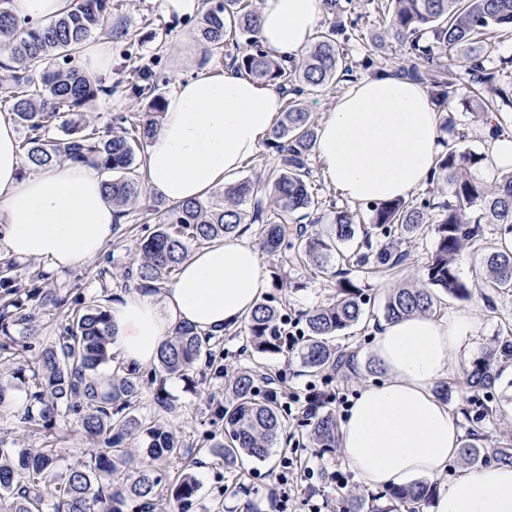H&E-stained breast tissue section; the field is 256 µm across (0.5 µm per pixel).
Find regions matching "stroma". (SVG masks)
<instances>
[{"mask_svg":"<svg viewBox=\"0 0 512 512\" xmlns=\"http://www.w3.org/2000/svg\"><path fill=\"white\" fill-rule=\"evenodd\" d=\"M117 7L112 12V23L135 31V40L112 38L108 46L112 55V69L108 74L114 88L112 95L99 97L88 106L100 130L113 128L116 115H144L146 100L130 89L125 82L122 68L127 62H135L151 70L164 93H171L175 83L192 77L200 67L201 49L194 38L201 11L177 13L168 10L165 0H115ZM342 6L359 17L360 24L346 50L350 60L357 64V78L368 77L369 71L362 66L365 58H373L378 70H391L392 63L387 51L371 52L369 41L382 25L381 0H340ZM438 118L448 119L450 128L445 132L446 140H462L464 147L481 153H488L492 137L488 127L474 122L471 113L458 102L450 101L436 110ZM123 230L113 236L104 254L85 262L72 270L55 271L51 282L61 284L62 293L67 297L82 295L98 300L103 306H111L121 293L115 278L120 275L131 257L134 235L143 233L152 221L147 211L135 208L122 220ZM432 248L431 237L416 241L411 257L404 265L396 268L392 275L370 278L365 286L371 297L370 314L367 320L345 335L336 339L337 344L358 353L360 379L345 381L339 378L326 380L312 378L303 372L297 358L271 355L255 359L246 350L244 334L234 333L224 338V372L232 374L239 368L261 361L268 376L274 378L284 392H303L309 384L335 393L347 399H354L361 387L380 381V374L374 373V358L371 354L374 328L383 322V307L387 295L393 288L402 285L419 286L423 283L422 266ZM107 271L109 279L100 282L99 271ZM288 312L298 317L300 312L329 302L336 293L334 282L314 275L306 270H292L288 273ZM457 313L476 314L478 321L464 340V348L457 367L446 379L449 387L447 405L450 413L458 420L463 437L478 434L502 447L512 446V420L500 414V407L512 402V362L502 361L498 379L489 391L480 393V402L496 407L493 417L479 419L477 404L466 402L468 393L467 374L474 357L486 348L504 341L512 342V292L482 289L468 299L444 297L437 315L448 318ZM166 388L178 401L181 409L169 415L168 420L179 431L187 444L196 449L203 464L197 468L200 488L199 503L192 512H202L203 507L212 506L219 489L234 484L236 475L225 469L221 459L211 456L201 443L205 435L220 432V425L212 421L210 408L214 399L224 396V383L209 380L190 387L180 379L168 380ZM284 453L282 445H275L270 457L263 462H251L244 476L252 490L251 499L257 512H272L270 493L279 489L278 466Z\"/></svg>","mask_w":512,"mask_h":512,"instance_id":"1","label":"stroma"}]
</instances>
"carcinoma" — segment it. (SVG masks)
Segmentation results:
<instances>
[{
    "label": "carcinoma",
    "instance_id": "carcinoma-1",
    "mask_svg": "<svg viewBox=\"0 0 512 512\" xmlns=\"http://www.w3.org/2000/svg\"><path fill=\"white\" fill-rule=\"evenodd\" d=\"M0 0V112L26 129L19 151L30 170L63 162H89L107 175L104 190L121 219L143 199L155 221L154 230L138 239L122 273L124 288L158 295L175 281L193 249L255 229L262 251L272 258L273 278L284 268L313 271L336 279V297L304 314L305 330L297 358L310 376L360 375L357 354L335 344L339 333L359 324L367 295L350 272L335 271L341 247L362 235L350 254L356 266L371 273L396 269L411 254V243L434 239L424 266L426 287L393 289L384 318L394 321L412 314H431L441 304L439 294L467 299L473 287L512 290V247L496 246L483 254L480 281L469 284L457 270L463 242L475 237V224H497L512 236V171L489 184L478 176L485 154L451 145L436 160L429 183L448 188L441 202L424 198L370 204L369 226L361 228L356 214L338 208L328 223L313 229L300 219L322 205L310 182V157L316 142L315 122L302 95L314 94L354 80V66L344 44L358 20L339 19L315 31L301 61L287 66L264 51L258 40L256 0H216L197 28L203 58L224 53L228 45H243L233 64L246 76L271 85L287 97L273 132L280 165L256 179L227 183L209 198L181 203L150 195L143 185V167L151 138L165 111L166 97L151 72L132 65L127 82L148 99V116L116 118L118 131L103 136L84 107L112 93L102 79H91L74 62L95 35L122 36L112 28V0H76L47 24L19 20ZM388 23L372 39L373 48L389 46L396 59L394 74L432 87L442 101L457 100L476 121L501 132L504 116L512 114V57L491 59L495 39L512 36V0H387ZM462 68L459 77L455 68ZM269 190L266 208L248 211L259 188ZM389 239L372 249L371 230ZM12 259L0 262V367L12 371L24 386L25 403L19 423L51 426L64 422L92 445L80 457L53 441L42 448H25L16 439L0 437V512H158L163 503L190 512L197 502L199 482L194 469L200 461L182 436L159 417L176 412L165 389L177 376L195 383L194 366L205 358L211 378L224 379L210 347L213 336L202 337L183 325L166 340L149 378L123 364H112L110 310L94 299L71 300L50 287L48 275L28 264V285L16 274ZM288 296L263 298L244 319L246 347L259 355L285 353L283 307ZM63 315L57 334L36 358V365L10 351L17 338L31 336L46 314ZM512 345L489 349L472 361L470 387L486 390L494 384L500 358ZM154 386L152 403L144 389ZM225 400L216 403L212 420L223 423L222 438L208 435L209 452L238 471L243 459L264 461L274 443L288 433V413L268 392V378L259 366L239 369L225 385ZM336 415L314 416L310 442L320 454L336 453ZM145 452L151 463L137 460ZM461 454L474 467L512 465V448H489L479 437L468 439ZM434 486L418 482L385 490L376 496L386 505L370 512H416Z\"/></svg>",
    "mask_w": 512,
    "mask_h": 512
}]
</instances>
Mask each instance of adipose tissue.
Masks as SVG:
<instances>
[{"instance_id":"adipose-tissue-1","label":"adipose tissue","mask_w":512,"mask_h":512,"mask_svg":"<svg viewBox=\"0 0 512 512\" xmlns=\"http://www.w3.org/2000/svg\"><path fill=\"white\" fill-rule=\"evenodd\" d=\"M323 0H264L259 37L283 61L299 60ZM281 94L234 66L199 68L166 100L147 149L146 186L171 202L202 199L236 176L272 133ZM443 150L426 88L390 72L352 85L318 130L316 151L327 180L347 199L407 198ZM12 121L0 116V249L72 269L99 257L116 214L104 175L68 162L24 172ZM268 288L260 256L246 235L194 251L162 295L132 289L111 309L115 345L136 367L156 362L178 326L223 334L237 327ZM474 318L414 314L382 323L372 345L384 379L362 388L339 426V448L361 483L374 490L410 486L448 468L461 431L434 387L452 371ZM433 512H512V466L455 477Z\"/></svg>"}]
</instances>
